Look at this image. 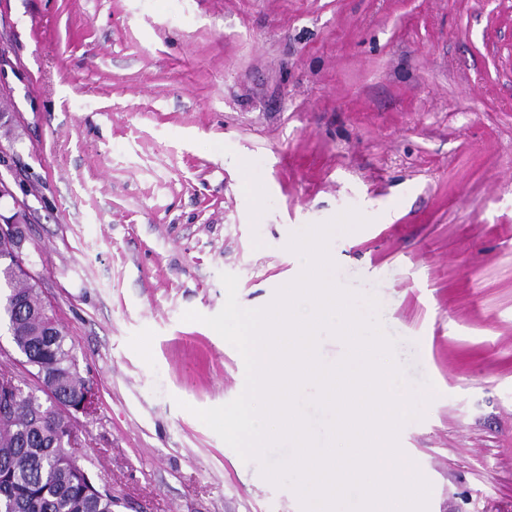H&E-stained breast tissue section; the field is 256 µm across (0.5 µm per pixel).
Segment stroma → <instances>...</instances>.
Returning a JSON list of instances; mask_svg holds the SVG:
<instances>
[{
  "label": "stroma",
  "instance_id": "obj_1",
  "mask_svg": "<svg viewBox=\"0 0 512 512\" xmlns=\"http://www.w3.org/2000/svg\"><path fill=\"white\" fill-rule=\"evenodd\" d=\"M0 224L94 394L113 512H301L193 411L245 386L209 326L292 233L355 209L337 283L378 302L428 512H512V0H0Z\"/></svg>",
  "mask_w": 512,
  "mask_h": 512
}]
</instances>
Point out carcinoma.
Wrapping results in <instances>:
<instances>
[{
	"instance_id": "obj_1",
	"label": "carcinoma",
	"mask_w": 512,
	"mask_h": 512,
	"mask_svg": "<svg viewBox=\"0 0 512 512\" xmlns=\"http://www.w3.org/2000/svg\"><path fill=\"white\" fill-rule=\"evenodd\" d=\"M2 324L40 387H28L11 371L0 375V512H113L111 493L70 461L73 424L55 410L88 412L91 389L77 372L66 332L6 240H0Z\"/></svg>"
}]
</instances>
